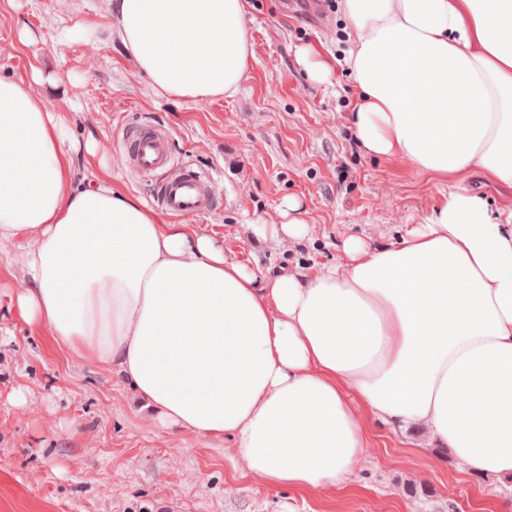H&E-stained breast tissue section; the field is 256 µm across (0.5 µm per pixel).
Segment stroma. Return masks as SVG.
Listing matches in <instances>:
<instances>
[{"label":"stroma","instance_id":"35a3bbf8","mask_svg":"<svg viewBox=\"0 0 512 512\" xmlns=\"http://www.w3.org/2000/svg\"><path fill=\"white\" fill-rule=\"evenodd\" d=\"M253 57L237 94L206 101L155 87L121 44L107 0H0V76L30 80L75 144L143 202L152 186L122 153L129 123L162 126L176 159L210 173L220 196L191 218L226 257L275 275L347 263L344 244L401 240L448 197L400 157L370 153L350 122L357 101L343 0H244ZM28 38H21V31ZM314 52L327 71L308 70ZM296 201L306 232L286 244L251 226ZM0 246V512H512V478L458 468L423 429L368 420L365 459L346 489L271 487L227 442L162 422L111 370L61 352L12 305L25 279Z\"/></svg>","mask_w":512,"mask_h":512}]
</instances>
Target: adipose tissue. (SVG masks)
Segmentation results:
<instances>
[{
	"mask_svg": "<svg viewBox=\"0 0 512 512\" xmlns=\"http://www.w3.org/2000/svg\"><path fill=\"white\" fill-rule=\"evenodd\" d=\"M169 95L233 96L253 55L243 0H108ZM359 140L447 182L512 186V0H344ZM0 77V243L20 245L26 323L112 368L166 422L226 438L272 487L336 489L364 415L419 427L460 467L512 477V213L456 185L399 243L260 280L107 171L73 184L68 131Z\"/></svg>",
	"mask_w": 512,
	"mask_h": 512,
	"instance_id": "ef3b65f1",
	"label": "adipose tissue"
}]
</instances>
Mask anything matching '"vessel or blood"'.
<instances>
[{
	"instance_id": "vessel-or-blood-1",
	"label": "vessel or blood",
	"mask_w": 512,
	"mask_h": 512,
	"mask_svg": "<svg viewBox=\"0 0 512 512\" xmlns=\"http://www.w3.org/2000/svg\"><path fill=\"white\" fill-rule=\"evenodd\" d=\"M170 133L161 127L127 126L123 153L131 171L150 180L157 205L176 217L211 213L218 205L212 177L186 162L176 161Z\"/></svg>"
}]
</instances>
